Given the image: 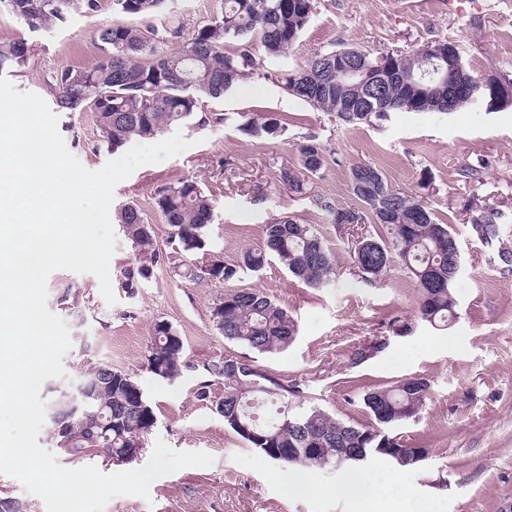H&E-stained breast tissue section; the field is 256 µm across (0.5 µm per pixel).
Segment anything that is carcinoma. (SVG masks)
I'll use <instances>...</instances> for the list:
<instances>
[{
    "instance_id": "cac0c4a2",
    "label": "carcinoma",
    "mask_w": 512,
    "mask_h": 512,
    "mask_svg": "<svg viewBox=\"0 0 512 512\" xmlns=\"http://www.w3.org/2000/svg\"><path fill=\"white\" fill-rule=\"evenodd\" d=\"M28 30L63 24L72 11L87 13L99 8V0H0ZM164 0H113L120 13L146 17L157 12ZM315 10V0H224L221 17L197 27L182 37L178 27L164 32L153 30L157 42L181 40L177 51L159 49L144 37V30L114 23L97 33L103 52L91 66L68 67L51 83L55 104L75 112L86 106L95 112L100 136L112 148L133 138L151 139L171 127L194 119L202 97L219 98L247 78L260 76V60L248 49L227 50L228 44L256 42L265 60L288 57ZM31 49L25 40L0 42V73H16L24 67ZM396 67L417 75L416 83L399 78L381 87L358 80L338 83L335 51L318 53L299 68L288 71L285 87L290 95L336 117L348 125L373 124L392 112L448 113V97L425 92L429 78H419L417 50L396 53ZM241 130L252 136H277L285 126L275 114L258 122L244 117ZM299 166L280 172L282 182L299 191L302 181L317 174L327 163L324 146L309 137L297 147ZM350 191L365 212L340 210L329 201L320 208L331 223L347 226L354 237L351 258L364 282L380 280L394 263L407 270L419 290L418 313L422 321L445 330L457 318L456 288L461 260L458 241L451 225L437 221L428 203L419 195L398 193L384 174L370 164L349 170ZM156 207L177 241V251L164 255L158 250L151 225L140 211L128 205L116 215L123 236L130 244L136 264L125 269V287L136 288L150 278L153 267L165 259L176 274L192 278L206 275L230 281L242 269L257 273L272 258L288 273L311 288H323L335 281L336 258L310 225L293 216H279L263 227L264 245L244 254L242 264L227 266L212 262L198 265L193 256L204 250L215 200L192 178L158 190ZM379 224L387 237L360 232L365 219ZM498 215L488 210L471 213L469 223L485 241L498 236ZM216 328L230 340L258 355L284 351L295 340L298 325L290 313L255 288H241L224 294L212 310ZM164 321L155 324L148 347L150 371L169 379L178 377L184 366L183 341ZM213 377L224 378L221 412L228 425L251 447L271 460L272 448H294L298 456L286 465L344 467L372 458L386 459L414 467L426 458V449L407 448L402 438L387 428L416 418L424 408L429 384L422 378H407L394 386L376 389L363 397L370 415L367 424H353L332 417L315 404L303 405L301 391L279 380L264 378L265 371L254 360L222 359L206 366ZM98 381L95 406L112 412L119 439L112 447L125 448L132 440L146 437L151 406L136 400L135 381L107 366L93 368ZM265 379L266 390H248V382ZM251 432H246V429ZM93 433L77 425V438L61 450L71 460L92 456Z\"/></svg>"
}]
</instances>
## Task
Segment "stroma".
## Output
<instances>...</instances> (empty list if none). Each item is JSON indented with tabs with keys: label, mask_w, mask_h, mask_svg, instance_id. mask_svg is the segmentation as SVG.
I'll return each mask as SVG.
<instances>
[{
	"label": "stroma",
	"mask_w": 512,
	"mask_h": 512,
	"mask_svg": "<svg viewBox=\"0 0 512 512\" xmlns=\"http://www.w3.org/2000/svg\"><path fill=\"white\" fill-rule=\"evenodd\" d=\"M483 14L451 16L443 0H317L314 14L287 59L267 64L266 77L252 78L220 98L204 97L197 113L206 124L182 125L192 145L179 156L140 166L114 190L112 210L138 207L151 224L162 252L172 244L155 205V193L181 179L195 178L215 198L208 236V260L240 264L246 251L263 244V226L278 215L312 225L336 256L337 279L311 288L292 278L278 261L260 273L241 272L231 281H190L164 263L136 289L125 288L124 270L133 262L125 238H118L110 260L114 305L100 295L94 275L54 271L47 283V306L70 330L71 348L63 358L64 376L46 380L40 397L77 381L91 367L106 365L129 374L156 414L135 467L144 466L156 438L181 451H203L215 462L186 467L157 479L149 498H112L105 512H348L340 492L343 470L313 468L316 493L296 497L273 476L276 462L249 447L217 409L224 382L204 369L208 362L245 355L225 340L212 310L225 292L256 288L288 309L298 324L284 352L256 361L269 375L296 385L306 401L335 418L368 423L365 393L420 377L428 399L417 418L395 426L409 446L428 452L413 468L394 470L378 459L362 471L380 496L373 512H507L512 507V107L500 112L468 109L443 115L397 112L372 126H352L290 96L283 75L315 54L340 45L380 51H407L427 43L455 42L473 69L512 79V54L500 49L512 35V0H490ZM223 0H165L149 19L155 28L181 27L219 17ZM119 16L112 0L98 11L72 12L65 24L33 33L0 5V42L25 40L34 51L26 66L8 79L16 90L53 103L49 84L69 66H87L101 55L97 32ZM276 113L286 124L277 137L256 138L239 129L242 114ZM220 122H213V115ZM58 131L65 145L91 171L118 153L105 143L91 109L62 112ZM316 137L330 160L320 175L306 178L302 191L280 180L298 165V144ZM369 163L397 192L422 196L440 221L451 222L459 242L462 279L456 291L459 317L439 331L417 317L418 290L400 265L376 284H366L350 257V236L320 208L327 200L339 209H358L349 190L352 165ZM481 166V182L467 183L461 164ZM498 212V237L478 238L467 219L473 208ZM409 323L398 336L392 319ZM168 322L184 343L180 376L165 380L147 367L148 346L157 322ZM379 339L384 352L363 364L352 351ZM207 386L208 400L196 397Z\"/></svg>",
	"instance_id": "obj_1"
}]
</instances>
